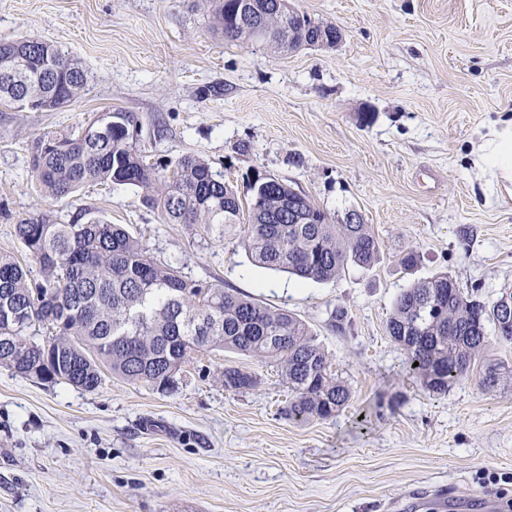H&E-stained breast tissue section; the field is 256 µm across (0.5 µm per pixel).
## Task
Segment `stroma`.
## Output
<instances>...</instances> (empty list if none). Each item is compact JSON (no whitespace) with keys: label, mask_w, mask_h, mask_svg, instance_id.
I'll return each instance as SVG.
<instances>
[{"label":"stroma","mask_w":512,"mask_h":512,"mask_svg":"<svg viewBox=\"0 0 512 512\" xmlns=\"http://www.w3.org/2000/svg\"><path fill=\"white\" fill-rule=\"evenodd\" d=\"M336 24L332 49L273 53L230 43L199 0H0V38H38L92 80L67 106H0V253L15 226L82 208L128 225L193 280L307 322L351 391L330 420L288 416L275 362L198 353L173 388L108 376L93 391L0 367V512H413L416 492L494 495L512 512V383L471 375L433 394L408 374L385 324L414 282L448 274L493 299L512 292V181L475 151L512 114V0H290ZM120 110L147 162L209 160L239 197L260 171L335 216L358 211L380 259L328 282L256 265L244 227L223 241L163 223L139 190L92 184L38 193L34 139ZM414 247V270L398 264ZM344 309L336 331L327 313ZM255 388L229 392L225 366Z\"/></svg>","instance_id":"obj_1"}]
</instances>
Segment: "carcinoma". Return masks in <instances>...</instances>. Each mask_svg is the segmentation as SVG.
<instances>
[{
	"label": "carcinoma",
	"instance_id": "carcinoma-1",
	"mask_svg": "<svg viewBox=\"0 0 512 512\" xmlns=\"http://www.w3.org/2000/svg\"><path fill=\"white\" fill-rule=\"evenodd\" d=\"M251 17L242 0H201L213 27L230 42L260 44L274 53L321 39L335 45L333 24L304 14L288 24L280 0H255ZM18 52L17 74L0 68V105L19 91L18 76L42 97L41 110L60 109L90 82L81 61L48 42L0 40V56ZM137 121L129 112H105L81 134L48 132L33 145L32 173L40 192L63 197L92 182L142 191L143 203L163 223L184 224L221 241L228 224H244L242 245L261 267L302 280L329 281L350 265L372 266L379 243L358 212L338 219L288 183L254 172L251 197L241 202L224 173L198 155L173 170L149 164L131 139ZM15 234L40 267L28 278L17 259L0 253V366L42 382H66L93 391L110 373L131 384L174 387L192 354L229 351L277 363L288 384V416L326 420L350 400L349 387L331 373V360L309 326L289 311L204 280H189L149 256L120 224L88 209L69 224L44 218L15 225ZM506 298H483L446 274L413 283L396 298L386 332L404 350L408 372L432 393L466 379L498 328ZM512 369L483 368L490 390ZM224 389L256 386L255 373L227 365Z\"/></svg>",
	"mask_w": 512,
	"mask_h": 512
}]
</instances>
